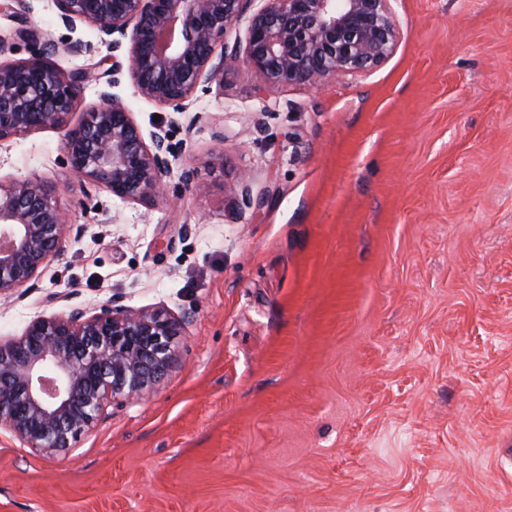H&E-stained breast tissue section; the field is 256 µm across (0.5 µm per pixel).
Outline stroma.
Wrapping results in <instances>:
<instances>
[{
  "label": "stroma",
  "instance_id": "35a3bbf8",
  "mask_svg": "<svg viewBox=\"0 0 512 512\" xmlns=\"http://www.w3.org/2000/svg\"><path fill=\"white\" fill-rule=\"evenodd\" d=\"M393 9L372 70L259 96L234 64L180 114L113 72L95 24L0 11L61 69L116 73L172 147L147 205L84 183L58 132L0 144V179L54 183L79 228L0 300V336L113 297L187 320L161 383L72 452L0 433V512H512V0Z\"/></svg>",
  "mask_w": 512,
  "mask_h": 512
}]
</instances>
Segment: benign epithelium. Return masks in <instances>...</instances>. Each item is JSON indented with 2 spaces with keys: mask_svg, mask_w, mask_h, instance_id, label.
I'll use <instances>...</instances> for the list:
<instances>
[{
  "mask_svg": "<svg viewBox=\"0 0 512 512\" xmlns=\"http://www.w3.org/2000/svg\"><path fill=\"white\" fill-rule=\"evenodd\" d=\"M53 2L63 24L92 22L101 42L125 50L140 97L175 112L199 86L224 84L232 62L249 69L259 95L274 86L321 90L333 78L381 65L400 38L394 0ZM244 17L245 40L225 45ZM14 36L37 51L4 60L12 44L0 36V142L56 130L83 180L123 202L163 198L168 133L159 127L145 139L132 112L106 90L72 122L85 85L102 76L52 63L55 44L46 33L18 28ZM57 196L55 185L37 179L0 183V298L24 295L64 254L70 225ZM183 325L164 307L133 309L110 299L38 315L20 335L0 336V431L41 454L69 452L108 404L132 403L164 378Z\"/></svg>",
  "mask_w": 512,
  "mask_h": 512,
  "instance_id": "1",
  "label": "benign epithelium"
}]
</instances>
